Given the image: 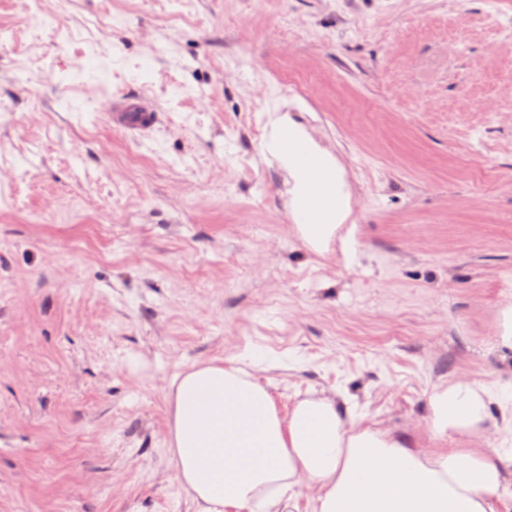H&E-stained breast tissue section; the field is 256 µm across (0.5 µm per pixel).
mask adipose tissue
I'll return each instance as SVG.
<instances>
[{"label": "adipose tissue", "mask_w": 512, "mask_h": 512, "mask_svg": "<svg viewBox=\"0 0 512 512\" xmlns=\"http://www.w3.org/2000/svg\"><path fill=\"white\" fill-rule=\"evenodd\" d=\"M266 123L264 151L291 180L296 232L327 251L349 213L343 169L283 105ZM170 395L169 452L195 512H284L301 488L311 512H500L506 495L501 464L478 444L495 395L470 379L429 398L430 432L455 442L439 451L366 423L337 392L280 413L271 391L234 364L192 366Z\"/></svg>", "instance_id": "ef3b65f1"}]
</instances>
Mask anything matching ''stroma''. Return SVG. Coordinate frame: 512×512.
<instances>
[{
	"mask_svg": "<svg viewBox=\"0 0 512 512\" xmlns=\"http://www.w3.org/2000/svg\"><path fill=\"white\" fill-rule=\"evenodd\" d=\"M140 93L135 138L102 118ZM290 101L351 185L294 232L263 147ZM512 0H0V512H192L172 378L248 366L414 428L512 402Z\"/></svg>",
	"mask_w": 512,
	"mask_h": 512,
	"instance_id": "35a3bbf8",
	"label": "stroma"
}]
</instances>
